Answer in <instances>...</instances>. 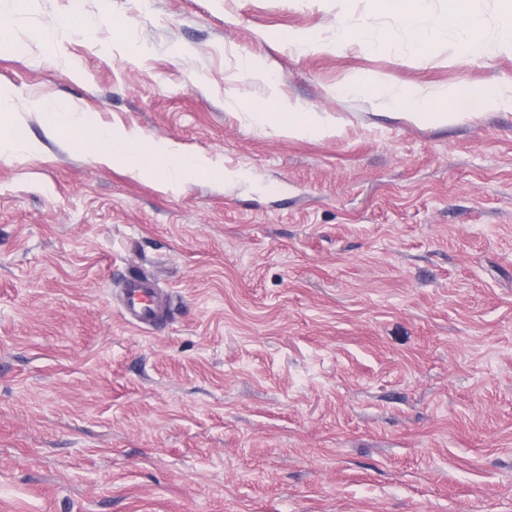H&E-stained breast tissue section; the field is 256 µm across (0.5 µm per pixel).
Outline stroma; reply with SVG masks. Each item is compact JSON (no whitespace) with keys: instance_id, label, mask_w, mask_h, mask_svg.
I'll return each instance as SVG.
<instances>
[{"instance_id":"35a3bbf8","label":"stroma","mask_w":512,"mask_h":512,"mask_svg":"<svg viewBox=\"0 0 512 512\" xmlns=\"http://www.w3.org/2000/svg\"><path fill=\"white\" fill-rule=\"evenodd\" d=\"M0 11V512H512V51L418 55L373 0ZM452 84L499 102L408 119ZM38 99L230 176L99 163ZM251 113L264 121L277 124L279 129L288 132L289 135L307 136L331 131V128L314 112H279L271 106L260 112ZM120 309L130 325L146 329L158 324L165 315L163 292L143 276H130L120 295Z\"/></svg>"}]
</instances>
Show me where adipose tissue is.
I'll use <instances>...</instances> for the list:
<instances>
[{"label":"adipose tissue","mask_w":512,"mask_h":512,"mask_svg":"<svg viewBox=\"0 0 512 512\" xmlns=\"http://www.w3.org/2000/svg\"><path fill=\"white\" fill-rule=\"evenodd\" d=\"M379 4L397 12L401 25L410 33L419 54H427L435 44L455 35L454 48L459 55H478L484 52L483 24L474 10L472 0H448V12L433 29L420 26L419 16L425 0H378ZM260 119L277 124L278 128L295 136L326 133L327 125L312 112H282L268 107L259 113ZM70 131L86 136L96 147L99 162L121 164L141 174L156 177L167 188L203 173L221 180L227 172L202 156L184 154L169 143L148 142L133 144L131 135L122 129L89 125L81 112H72Z\"/></svg>","instance_id":"obj_1"}]
</instances>
